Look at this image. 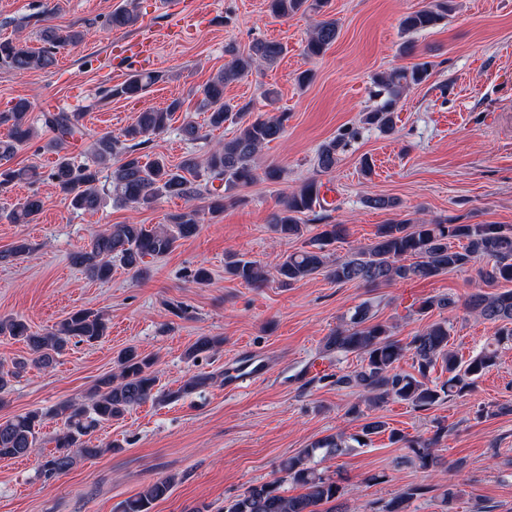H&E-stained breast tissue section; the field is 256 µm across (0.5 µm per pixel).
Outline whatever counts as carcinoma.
Instances as JSON below:
<instances>
[{
    "label": "carcinoma",
    "mask_w": 512,
    "mask_h": 512,
    "mask_svg": "<svg viewBox=\"0 0 512 512\" xmlns=\"http://www.w3.org/2000/svg\"><path fill=\"white\" fill-rule=\"evenodd\" d=\"M268 12L274 17H287L302 12H319L328 0H266ZM455 9L453 0H433L430 7L407 14L401 21V31L408 39L400 45V52L409 54L413 45L409 36L435 27L448 19ZM136 6L130 2L113 11L107 24L112 29H125L138 23ZM336 20H322L315 27L304 51L309 57L323 55L336 41ZM83 33L75 28L48 25L40 31L42 46L33 48L21 40L0 41V66L14 71L48 70L56 65L57 51L81 41ZM283 44L267 39L253 41L247 53H240L232 45L224 52L231 56L224 66L203 87L200 108L208 113L207 126L219 129L230 121L237 127L235 135L200 158L186 156L179 164L171 165L162 157H150L145 152L150 136L164 132L175 112L182 107L178 99L164 109H148L127 126L121 137L106 133L96 137L90 146V165H75L64 150L69 140L85 136L79 124V113L57 112L45 116V124L55 132V138L45 148L57 155L48 174L49 179L73 210L89 217L101 207L103 189L99 187L100 174L109 171L108 192L112 201L135 209L149 208L162 197L192 201L208 200V211L216 216L224 211L227 202L236 200L232 192L247 187L258 179L276 182L283 170L268 166L261 170L256 159L262 148L279 139L285 132L288 113L259 116L249 115L254 103L241 104L224 98V87L236 82L253 70L275 65L285 53ZM433 64L421 62L373 76L374 97L379 102L362 114L361 123L390 135L396 129V112L403 95L412 87L424 83L431 75ZM162 79L157 72H133L122 84L110 89L114 97L132 98L145 93ZM30 104L18 99L7 112H0V126L7 133L0 137V187L13 183H33L42 178L35 166H11L18 149L38 138L29 119ZM358 130L348 128L335 138L322 143L315 157V173L327 174L336 169L340 155ZM322 183L312 177L298 190L286 195L270 213L268 224L284 239H301L307 225L301 216L321 205ZM365 204L374 209H395V199L381 194H370ZM45 207V200L32 193L17 202L10 218L17 224L37 221ZM200 210L189 206L168 216V222L154 228L143 224H112L93 236L86 249L71 255L74 265L98 280L112 275V263L136 274L145 270L146 258H160L171 253L177 243L195 236L200 228ZM347 237L344 224H323L321 231L303 242L298 250L285 255L276 267L279 283L290 287L310 276L326 273L338 283H359L380 287L398 280H426L443 273L463 269L486 258L489 264L478 270V276L487 283L502 284L494 294L477 292L465 302V308L476 316L496 325L493 341L474 357L465 361L449 349L451 324L443 318L427 324L409 341L393 335L390 327L374 321L371 305L355 308L349 319L327 336L324 356H361L355 370L336 377V387L356 389L360 401L352 404L346 415L359 418L361 404L379 408L391 400L405 401L420 410H428L440 400L469 391L476 380L494 365L498 346L512 342V231L497 224H448L443 221L426 222L401 219L378 226L374 241L358 247L344 258L330 260V246ZM33 251L24 239L0 251V262L27 256ZM224 274L233 279L261 287L266 281L263 267L254 260L236 254L226 257ZM456 301L444 296L423 300L416 313L427 316L435 309L452 310ZM106 322L102 315L88 310H77L45 333L31 331L19 317H1L0 335L13 337L25 343L35 354L33 364L47 369L55 356L72 341L94 344L106 336ZM220 344V340L201 336L187 351L195 358ZM411 354L415 373L398 371V364ZM155 360L135 349L124 351L118 358V370L101 378L82 402L63 401L50 414L63 420V428L55 437V450L40 465L41 474L52 478L72 469L81 458H96L114 448L109 443L103 448H91L85 437L97 427L124 415L135 406L148 401L163 403L176 400L206 388L213 377L197 373L184 379L177 389L163 390L152 367ZM441 365L448 379L441 384L430 381V372ZM28 362H16L15 370H0V393L11 387L12 379L26 370ZM47 413L35 409L0 420V459L28 455L39 440L40 429ZM386 429V423L374 421L361 427L360 432L347 436L343 433L315 440L295 455L286 458L280 466L284 477L249 488L224 505L222 512H336L334 502L341 497V487L333 478L316 468V460L335 458L345 454L353 445L363 446L370 436ZM441 433L431 439H409L393 430L390 439L402 442L414 459L425 469L435 468L440 458L434 447ZM288 482L301 489L289 495L282 488ZM175 484L168 475L146 484L135 496L125 500L120 512H152L153 505L166 499ZM422 490L414 488L403 492L386 505L384 512H405L406 504Z\"/></svg>",
    "instance_id": "obj_1"
}]
</instances>
